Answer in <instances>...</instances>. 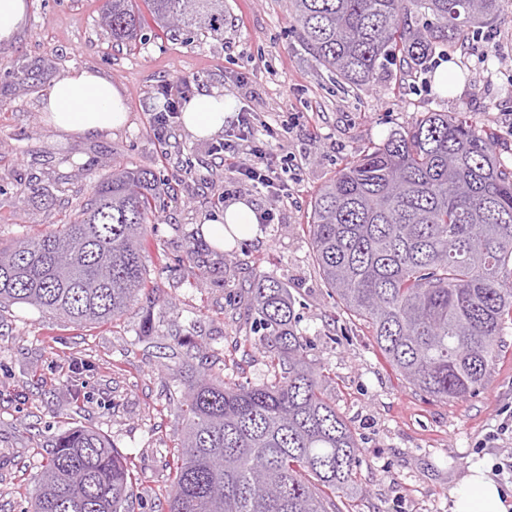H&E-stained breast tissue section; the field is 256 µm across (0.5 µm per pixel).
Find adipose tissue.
I'll use <instances>...</instances> for the list:
<instances>
[{
    "instance_id": "obj_1",
    "label": "adipose tissue",
    "mask_w": 512,
    "mask_h": 512,
    "mask_svg": "<svg viewBox=\"0 0 512 512\" xmlns=\"http://www.w3.org/2000/svg\"><path fill=\"white\" fill-rule=\"evenodd\" d=\"M232 99L215 90L201 91L184 103L182 125L197 139L224 130ZM47 124L57 133L84 138L112 134L127 119L125 93L98 71L71 69L58 75L42 102ZM257 212L253 203L228 205L223 217L210 221L209 234L218 242L248 241L255 235ZM450 512H512V495L491 479L481 465H473L451 494Z\"/></svg>"
}]
</instances>
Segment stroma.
I'll return each mask as SVG.
<instances>
[{"mask_svg": "<svg viewBox=\"0 0 512 512\" xmlns=\"http://www.w3.org/2000/svg\"><path fill=\"white\" fill-rule=\"evenodd\" d=\"M26 2L21 32L0 43V246L73 219L107 164L152 171L176 193L144 243L160 290L118 324H74L23 304L0 309V512H26L51 439L73 427L98 430L132 457V512H160L165 462L183 426L172 381L207 368L266 379L264 348L243 343L253 333L248 288L259 271L287 284L308 358L330 374L325 394L356 433L364 492L348 512H449L450 491L477 462L511 490L501 465L512 451V325L476 395L448 403L416 392L318 275L306 224L317 191L346 162L424 112L468 110L512 157V7L451 59L436 57L458 74L442 93L420 78L400 80L393 66L370 86L349 88L302 45L290 0H224L221 34L160 39L146 27L122 46L97 25L104 0ZM82 67L125 92L128 120L111 135L63 136L43 119L53 80ZM181 77L195 94L223 90L256 128L276 131L269 148L292 162L281 175L287 197L238 174L246 143L225 154L223 135L192 138L177 117L160 131L158 90ZM242 198L276 209L279 223L229 250L202 243L206 272L184 271L187 236Z\"/></svg>", "mask_w": 512, "mask_h": 512, "instance_id": "obj_1", "label": "stroma"}]
</instances>
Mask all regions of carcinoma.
<instances>
[{"mask_svg": "<svg viewBox=\"0 0 512 512\" xmlns=\"http://www.w3.org/2000/svg\"><path fill=\"white\" fill-rule=\"evenodd\" d=\"M508 0H291L303 46L360 89L388 65L410 77L435 53L497 22ZM158 31L217 33L224 0H105L100 27L132 42ZM151 171L98 177L73 221L0 247V306L25 304L74 323L117 322L157 290L141 239L164 199ZM309 233L319 275L407 382L440 401L484 387L512 324V166L461 115L424 112L346 164L315 195ZM194 242L184 267L200 269ZM252 308L271 382L209 376L170 398L187 419L166 461V512H340L358 491L360 448L307 358L288 285L259 273ZM133 462L99 432L59 435L27 512H130Z\"/></svg>", "mask_w": 512, "mask_h": 512, "instance_id": "carcinoma-1", "label": "carcinoma"}]
</instances>
